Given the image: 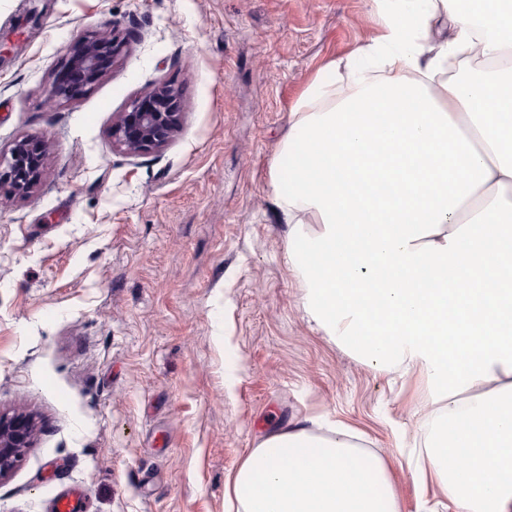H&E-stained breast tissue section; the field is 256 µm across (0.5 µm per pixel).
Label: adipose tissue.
Listing matches in <instances>:
<instances>
[{
    "label": "adipose tissue",
    "mask_w": 512,
    "mask_h": 512,
    "mask_svg": "<svg viewBox=\"0 0 512 512\" xmlns=\"http://www.w3.org/2000/svg\"><path fill=\"white\" fill-rule=\"evenodd\" d=\"M383 30L333 98L330 63L291 114L272 190L305 310L435 406L418 479L453 512H512V0H369ZM463 69L445 77L449 57ZM230 512H401L383 458L304 424L254 448Z\"/></svg>",
    "instance_id": "adipose-tissue-1"
}]
</instances>
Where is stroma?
<instances>
[{
  "label": "stroma",
  "mask_w": 512,
  "mask_h": 512,
  "mask_svg": "<svg viewBox=\"0 0 512 512\" xmlns=\"http://www.w3.org/2000/svg\"><path fill=\"white\" fill-rule=\"evenodd\" d=\"M126 46L91 92L46 89L83 35ZM0 149L49 142L32 194H0V412L36 434L0 512H226L267 436L316 418L382 456L401 512H449L410 449L433 420L419 370L379 373L308 316L271 188L290 114L332 62L379 35L367 0H0ZM168 82L181 125L112 143ZM181 115L178 89L160 84L129 103L112 126V140L129 154L160 148L179 129Z\"/></svg>",
  "instance_id": "1"
}]
</instances>
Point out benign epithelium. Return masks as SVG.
I'll list each match as a JSON object with an SVG mask.
<instances>
[{"instance_id":"benign-epithelium-1","label":"benign epithelium","mask_w":512,"mask_h":512,"mask_svg":"<svg viewBox=\"0 0 512 512\" xmlns=\"http://www.w3.org/2000/svg\"><path fill=\"white\" fill-rule=\"evenodd\" d=\"M123 39L115 30L103 28L83 36L79 52L68 57L59 75L46 90L52 103L64 104L90 91L102 77L104 53L117 58ZM178 89L163 83L150 93L133 99L112 126V140L129 154L160 148L180 127ZM48 150L47 141L23 138L5 155L0 153V193L30 194L40 183ZM35 435L32 419L0 412V480L24 460Z\"/></svg>"}]
</instances>
